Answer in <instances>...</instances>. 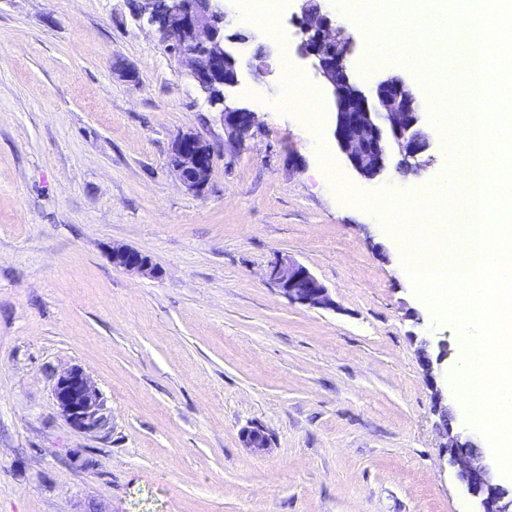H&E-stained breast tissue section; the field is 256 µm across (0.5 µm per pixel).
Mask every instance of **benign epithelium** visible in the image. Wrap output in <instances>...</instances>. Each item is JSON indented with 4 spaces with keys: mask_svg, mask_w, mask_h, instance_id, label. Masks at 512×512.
<instances>
[{
    "mask_svg": "<svg viewBox=\"0 0 512 512\" xmlns=\"http://www.w3.org/2000/svg\"><path fill=\"white\" fill-rule=\"evenodd\" d=\"M298 3L300 41L297 52L310 59L334 106V136L348 166L360 177L372 180L390 168L423 167L432 161V143L422 128V105L405 81L383 77L369 93L355 83L349 68L353 37L336 25L322 0ZM136 18L146 20L166 49L176 53L196 91L219 110L224 126V145L237 151L260 128L259 113L230 99L241 81V61L228 44H246L253 33H225L224 0H141ZM214 147L194 133L175 137L168 167L189 193L206 188ZM112 264L126 272L154 276L152 259L125 245H114ZM267 281L292 304L312 309H334L328 288L302 263L280 256L268 265ZM420 360L432 391V413L440 416L443 444L460 484L475 500V512H512V490L496 482L493 466L472 440L452 434L448 425L452 411L448 391L438 384L448 363L447 342L420 337ZM52 394L62 417L75 429L88 434L106 429L100 393L79 367L55 376ZM245 447L255 454L267 451L270 439L259 427L242 432Z\"/></svg>",
    "mask_w": 512,
    "mask_h": 512,
    "instance_id": "obj_1",
    "label": "benign epithelium"
}]
</instances>
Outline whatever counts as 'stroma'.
I'll use <instances>...</instances> for the list:
<instances>
[{
    "instance_id": "35a3bbf8",
    "label": "stroma",
    "mask_w": 512,
    "mask_h": 512,
    "mask_svg": "<svg viewBox=\"0 0 512 512\" xmlns=\"http://www.w3.org/2000/svg\"><path fill=\"white\" fill-rule=\"evenodd\" d=\"M134 0H0V512H472L442 458L416 337L459 334L413 292L390 227L348 189L412 199L448 175L433 161L358 177L333 139L330 94L296 52L294 0L252 30L234 97L262 126L239 152ZM371 89L418 70L364 66L351 0H327ZM317 96L289 106L283 70ZM215 148L204 192L168 167L174 138ZM126 245L155 276L116 268ZM288 256L332 309L289 303L267 281ZM81 367L111 418L86 434L59 413L56 371ZM270 436L245 448L244 428Z\"/></svg>"
}]
</instances>
